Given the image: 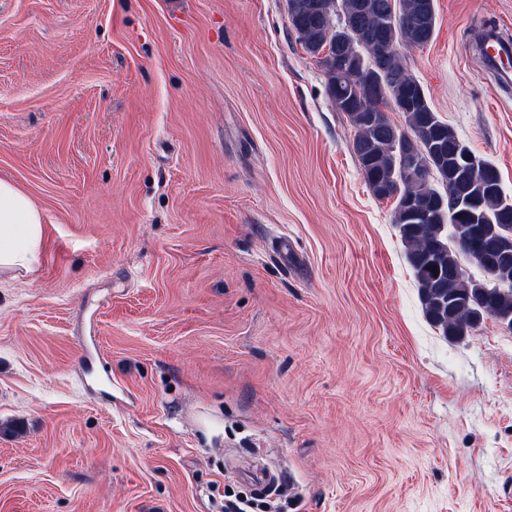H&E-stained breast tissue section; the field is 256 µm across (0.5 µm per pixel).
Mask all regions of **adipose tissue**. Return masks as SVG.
<instances>
[{"label":"adipose tissue","instance_id":"ef3b65f1","mask_svg":"<svg viewBox=\"0 0 512 512\" xmlns=\"http://www.w3.org/2000/svg\"><path fill=\"white\" fill-rule=\"evenodd\" d=\"M45 218L32 199L0 180V268L29 270L43 244Z\"/></svg>","mask_w":512,"mask_h":512}]
</instances>
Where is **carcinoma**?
Returning a JSON list of instances; mask_svg holds the SVG:
<instances>
[{
  "label": "carcinoma",
  "instance_id": "1",
  "mask_svg": "<svg viewBox=\"0 0 512 512\" xmlns=\"http://www.w3.org/2000/svg\"><path fill=\"white\" fill-rule=\"evenodd\" d=\"M287 12L290 30L303 50L322 68L330 102L341 100L340 112L355 136L352 142L360 171L380 199L399 195L393 223L399 228L406 260L414 272L425 316L442 334L460 339L486 316L512 315V255L492 263L486 245L512 235V202L507 201L500 174L488 189L480 181L448 175L456 149L467 148L454 128L433 110L419 81L410 73L405 51L430 43L436 30L435 0H292ZM351 57L380 55L389 99L369 89V76L351 75L336 81V43ZM401 106L405 126L391 121L392 104ZM405 140L437 177H420L396 186L398 153ZM479 200L465 220L436 208L440 198ZM476 266L482 279L464 263ZM502 280L505 287H496ZM482 282L490 289L476 288Z\"/></svg>",
  "mask_w": 512,
  "mask_h": 512
}]
</instances>
